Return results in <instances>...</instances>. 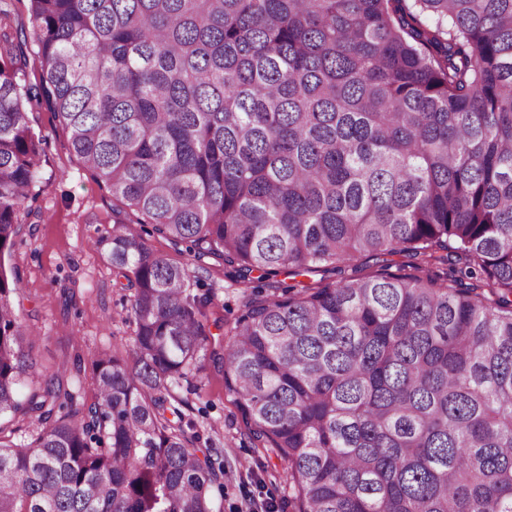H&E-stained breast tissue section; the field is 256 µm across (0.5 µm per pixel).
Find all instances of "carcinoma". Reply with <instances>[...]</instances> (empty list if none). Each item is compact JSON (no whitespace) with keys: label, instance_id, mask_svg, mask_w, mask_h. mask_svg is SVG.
I'll use <instances>...</instances> for the list:
<instances>
[{"label":"carcinoma","instance_id":"carcinoma-1","mask_svg":"<svg viewBox=\"0 0 512 512\" xmlns=\"http://www.w3.org/2000/svg\"><path fill=\"white\" fill-rule=\"evenodd\" d=\"M30 3L0 29V512H213L174 405L209 349L294 512H512V0ZM38 109L112 195L93 245L133 290V361L97 352L80 408L6 264ZM145 224L267 293L209 321ZM342 275H340L337 271L332 270V267H322L318 272H315L308 277L297 276L293 278L290 275L280 274L278 276V280H280L284 285H296L298 281L306 282L308 284L311 283H332L339 281Z\"/></svg>","mask_w":512,"mask_h":512}]
</instances>
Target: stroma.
<instances>
[{
    "label": "stroma",
    "instance_id": "stroma-1",
    "mask_svg": "<svg viewBox=\"0 0 512 512\" xmlns=\"http://www.w3.org/2000/svg\"><path fill=\"white\" fill-rule=\"evenodd\" d=\"M42 156L29 217L10 262L20 275L16 298L21 322L34 330L33 353L52 369L66 367L77 402L91 401V358L102 348L128 356L133 326L127 319L131 292L116 278L92 242L112 229V197L99 188L69 146L70 134L50 113L40 112ZM200 292L209 293L210 319L232 327L241 313L242 288L232 265L200 269ZM200 373L181 381L184 422L195 445L224 460V479L214 488V512H263L267 502L287 504L294 495L288 465L252 439L222 372L203 360Z\"/></svg>",
    "mask_w": 512,
    "mask_h": 512
}]
</instances>
